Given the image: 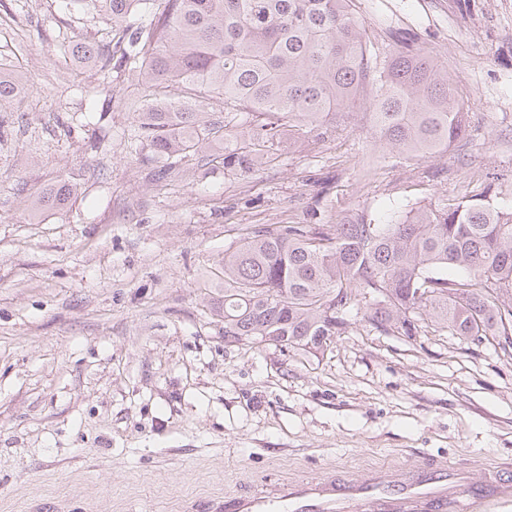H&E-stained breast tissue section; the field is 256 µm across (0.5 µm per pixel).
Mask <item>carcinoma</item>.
Wrapping results in <instances>:
<instances>
[{"mask_svg": "<svg viewBox=\"0 0 512 512\" xmlns=\"http://www.w3.org/2000/svg\"><path fill=\"white\" fill-rule=\"evenodd\" d=\"M112 29L71 52L85 67L139 72L145 104L135 150L165 176L185 158L250 170L270 161L278 132L298 141L356 126L385 154L412 160L466 140L468 112L448 74L416 41L392 36L377 53L354 0H91ZM0 67V104L26 87ZM217 106L221 116L208 111ZM252 117L248 150L212 153ZM63 180L31 212L59 208ZM453 336L512 335V205L463 192L448 204L340 224L267 228L224 252V342L250 340L323 351L347 317L374 328L418 332L422 313Z\"/></svg>", "mask_w": 512, "mask_h": 512, "instance_id": "obj_1", "label": "carcinoma"}]
</instances>
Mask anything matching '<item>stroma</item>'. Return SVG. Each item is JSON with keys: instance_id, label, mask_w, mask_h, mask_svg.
<instances>
[{"instance_id": "35a3bbf8", "label": "stroma", "mask_w": 512, "mask_h": 512, "mask_svg": "<svg viewBox=\"0 0 512 512\" xmlns=\"http://www.w3.org/2000/svg\"><path fill=\"white\" fill-rule=\"evenodd\" d=\"M90 0H0V512H184L258 480L423 460L512 469V347L353 316L322 352L224 342V252L261 228L391 203L512 204V0H356L381 51L412 35L467 100L464 150L395 160L353 130L289 142L249 174L131 150L137 72L78 66L110 29ZM64 209L31 201L60 179ZM25 73L0 67V104L11 101L16 94L26 87Z\"/></svg>"}]
</instances>
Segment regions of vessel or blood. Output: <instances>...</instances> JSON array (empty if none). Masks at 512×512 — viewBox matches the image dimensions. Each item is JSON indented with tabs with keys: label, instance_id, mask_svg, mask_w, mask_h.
Wrapping results in <instances>:
<instances>
[{
	"label": "vessel or blood",
	"instance_id": "vessel-or-blood-1",
	"mask_svg": "<svg viewBox=\"0 0 512 512\" xmlns=\"http://www.w3.org/2000/svg\"><path fill=\"white\" fill-rule=\"evenodd\" d=\"M512 494V474L497 468L473 481L462 469L423 465L400 474L371 470L338 479L259 484L211 502L210 512H489Z\"/></svg>",
	"mask_w": 512,
	"mask_h": 512
}]
</instances>
